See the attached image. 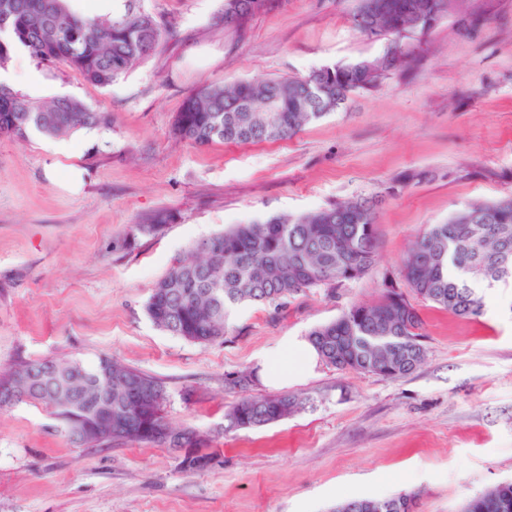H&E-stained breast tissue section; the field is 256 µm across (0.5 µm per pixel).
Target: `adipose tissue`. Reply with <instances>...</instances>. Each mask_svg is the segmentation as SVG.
<instances>
[{
	"label": "adipose tissue",
	"instance_id": "1",
	"mask_svg": "<svg viewBox=\"0 0 512 512\" xmlns=\"http://www.w3.org/2000/svg\"><path fill=\"white\" fill-rule=\"evenodd\" d=\"M318 365V354L306 339L285 337L275 348L258 356L256 373L270 388L280 389L311 376Z\"/></svg>",
	"mask_w": 512,
	"mask_h": 512
}]
</instances>
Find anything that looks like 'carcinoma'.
<instances>
[{"label": "carcinoma", "instance_id": "obj_1", "mask_svg": "<svg viewBox=\"0 0 512 512\" xmlns=\"http://www.w3.org/2000/svg\"><path fill=\"white\" fill-rule=\"evenodd\" d=\"M0 25V67L15 48L79 71L85 79L108 86L133 65L153 54L163 31L157 20L122 0L105 19L75 13L69 0H8ZM441 0H380L376 9L358 0L355 28L367 37L385 35L395 51L379 59L325 66L306 77H278L212 85L191 91L173 124L177 137L194 145L216 140L258 144L285 140L309 122L346 105L351 95L379 85L390 71L411 68L402 41L424 34L420 18ZM277 0H224V23L242 27ZM276 111H267L269 101ZM253 112H245L246 104ZM108 115L69 97L34 102L0 84V136L18 140L38 133L55 137L92 130ZM376 206L370 197L338 202L297 216H273L261 224H234L195 244L157 281L145 310L162 330L195 343L220 340L228 333L231 311L250 302L282 305L289 298L364 277L377 250ZM400 276L415 295L458 316L476 318L485 302L477 283L491 286L512 280V199L471 204L442 224L430 225L412 243ZM424 322L417 309L390 279L373 304H353L336 320L313 328L309 341L320 358L341 371L397 378L413 372L425 358ZM146 382L162 396H132L134 382ZM0 386L19 400L49 408L73 442L83 445L129 440L173 447L166 437L142 432L148 420L167 425L164 385L110 357L85 365L76 360L31 361L7 375ZM122 419L112 439L95 430L106 406ZM303 402L288 394L245 396L224 415V429L259 428L295 413ZM180 447L212 456L209 443H198L191 427L180 430ZM412 512L410 495L352 499L336 512ZM465 512H512V482L472 497Z\"/></svg>", "mask_w": 512, "mask_h": 512}]
</instances>
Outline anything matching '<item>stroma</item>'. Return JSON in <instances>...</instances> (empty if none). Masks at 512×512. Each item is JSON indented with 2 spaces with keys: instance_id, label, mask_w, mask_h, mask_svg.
Wrapping results in <instances>:
<instances>
[{
  "instance_id": "stroma-1",
  "label": "stroma",
  "mask_w": 512,
  "mask_h": 512,
  "mask_svg": "<svg viewBox=\"0 0 512 512\" xmlns=\"http://www.w3.org/2000/svg\"><path fill=\"white\" fill-rule=\"evenodd\" d=\"M166 26L148 60L108 86L12 55L0 83L35 100L109 113L98 130L0 137V373L23 362L108 356L160 380L173 426L206 433L215 459L185 470L149 442L80 445L43 405L0 408V512H334L407 494L413 512H463L512 481V284L464 318L414 299L426 358L384 378L319 363L288 387L303 407L259 429H224L242 394H267L255 362L354 303L376 302L418 235L476 200L512 195V0H451L415 59L290 139L196 146L172 123L193 89L383 55L354 27L357 0H279L245 28L222 0H142ZM83 169L78 192L62 182ZM430 179H422V172ZM408 183L376 214L378 261L362 279L280 306L245 303L224 339L199 344L148 318L156 282L233 224L300 215ZM166 212L155 235L134 225ZM251 376L247 390L234 381Z\"/></svg>"
}]
</instances>
